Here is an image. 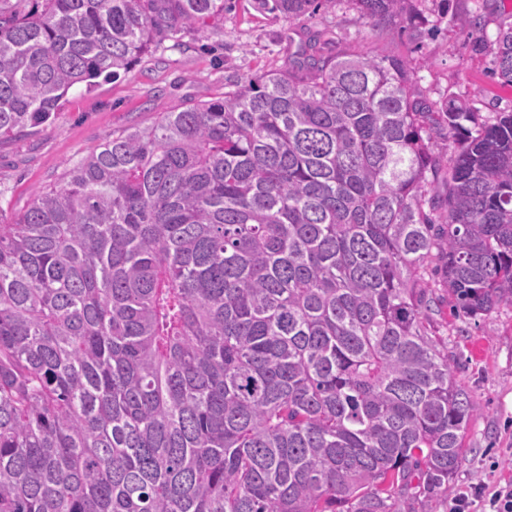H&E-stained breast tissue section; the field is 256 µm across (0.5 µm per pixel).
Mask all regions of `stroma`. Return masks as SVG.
<instances>
[{"instance_id": "obj_1", "label": "stroma", "mask_w": 512, "mask_h": 512, "mask_svg": "<svg viewBox=\"0 0 512 512\" xmlns=\"http://www.w3.org/2000/svg\"><path fill=\"white\" fill-rule=\"evenodd\" d=\"M509 24L512 0H413L410 17L388 34L361 20L350 0L292 21L257 9L255 0H225L223 13L158 41L125 76L99 80L90 91L71 89L38 130L0 138V222L12 223L38 189L112 133L151 125L158 112L221 97L225 87L277 70L306 38L326 55L408 59L427 103L454 94L479 122H493L512 112V88L490 75L497 34ZM422 286L432 301L431 333L455 359L456 377L479 407L447 494L411 503L412 512H449L473 484L512 482V306L475 318L458 315L435 258Z\"/></svg>"}]
</instances>
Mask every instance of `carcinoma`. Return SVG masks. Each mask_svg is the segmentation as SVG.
I'll return each mask as SVG.
<instances>
[{
    "instance_id": "1",
    "label": "carcinoma",
    "mask_w": 512,
    "mask_h": 512,
    "mask_svg": "<svg viewBox=\"0 0 512 512\" xmlns=\"http://www.w3.org/2000/svg\"><path fill=\"white\" fill-rule=\"evenodd\" d=\"M350 2L390 33L407 0ZM222 12L0 0V137ZM496 45L512 87V29ZM434 251L457 311L512 305V113L478 123L452 95L435 113L400 57L306 44L107 139L0 224V512H406L447 493L477 408L424 326Z\"/></svg>"
}]
</instances>
